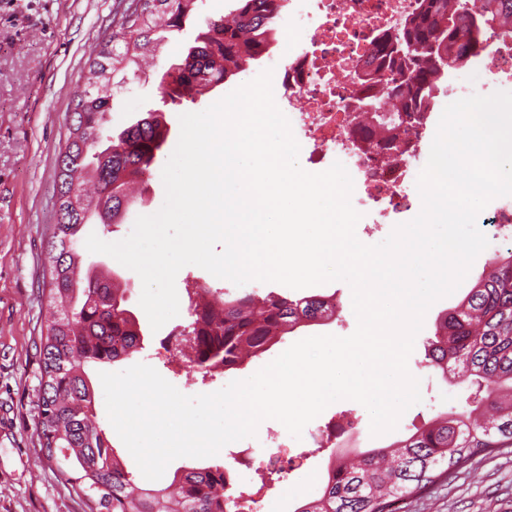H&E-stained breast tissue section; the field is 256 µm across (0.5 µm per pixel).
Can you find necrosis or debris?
<instances>
[{
  "label": "necrosis or debris",
  "instance_id": "4bbe7bcc",
  "mask_svg": "<svg viewBox=\"0 0 512 512\" xmlns=\"http://www.w3.org/2000/svg\"><path fill=\"white\" fill-rule=\"evenodd\" d=\"M413 0H313L305 11V34L289 45L280 65L281 86L288 97L289 121L310 149L317 169L341 162L359 191L361 205L380 222L410 211V177L417 167L432 113L415 112L398 138L400 155L377 145L371 120L351 110L356 98L353 72L370 58L374 37L410 11ZM475 81L456 84L454 98L489 95L492 86L512 77V39L492 41L474 66Z\"/></svg>",
  "mask_w": 512,
  "mask_h": 512
}]
</instances>
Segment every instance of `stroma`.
<instances>
[{
  "mask_svg": "<svg viewBox=\"0 0 512 512\" xmlns=\"http://www.w3.org/2000/svg\"><path fill=\"white\" fill-rule=\"evenodd\" d=\"M234 7L235 0H201L184 29L161 44L149 81L130 83L118 91L110 114L112 129L124 128L142 112L162 109L171 133L145 178L141 203L130 208L121 225L111 229L92 226V233L103 241L126 238L138 216L154 214L162 207V170L179 140L180 115L202 111L248 82L247 74H236L197 102L180 106L162 104L157 89L161 73L192 44L197 30ZM121 10V0H0V512H87L83 498L44 459L38 437L39 346L48 311L42 281L46 250L57 221L59 143L67 134L74 90L91 49L111 37ZM511 247L512 242L504 238H490L459 288L427 311L408 360L420 381L422 401L401 416L395 430L371 435L367 409L343 399L309 422L301 438L292 437L280 422L266 419L255 436L223 447L218 458L227 464L246 448L292 459V467L272 482L261 481L255 470L234 466L239 484L260 500L262 512H295L320 488L333 455L389 446L425 427L439 413L465 405L472 392L469 384L422 367L426 341L435 322L474 285L493 254ZM118 272L127 285L128 309L148 331L135 361L152 366L190 396L212 393L226 383L251 377L300 339L328 334L345 337L357 326L346 282L303 289L258 281L237 286L200 267L185 266L176 277L180 291L195 281L223 290L228 297L270 291L292 299L321 295L332 299L338 312L335 320L297 328L243 369L204 384L188 379L184 370L173 365L160 345L161 333L150 332L139 305V276L123 266ZM402 512H512V451L476 455L460 473L405 500Z\"/></svg>",
  "mask_w": 512,
  "mask_h": 512,
  "instance_id": "obj_1",
  "label": "stroma"
}]
</instances>
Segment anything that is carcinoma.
I'll return each instance as SVG.
<instances>
[{
  "instance_id": "1",
  "label": "carcinoma",
  "mask_w": 512,
  "mask_h": 512,
  "mask_svg": "<svg viewBox=\"0 0 512 512\" xmlns=\"http://www.w3.org/2000/svg\"><path fill=\"white\" fill-rule=\"evenodd\" d=\"M199 0H127L110 39L86 61L83 83L58 156V211L47 249L44 285L50 315L40 336L38 437L47 461L85 499L88 512H244L229 494L224 465L193 466L165 487L140 486L96 420L87 368L107 367L143 349L144 334L105 265H84L81 232L93 218L123 223L131 187L142 181L168 142L165 113L148 111L109 136L114 91L149 80L141 61L182 30ZM285 0H236L228 15L206 22L195 45L162 74L160 95L194 101L267 51ZM512 33V0H414L403 22L376 35L357 101L366 111L382 100L399 112H428L452 70L482 57L488 39ZM491 271L436 322L428 366L471 380L473 398L394 446L373 448L328 470L318 494L295 512H397L396 505L464 468L477 452L512 447V249L495 254ZM189 319L172 356L201 378L240 369L301 323L333 318L336 306L317 296L294 301L272 292L226 299L194 284Z\"/></svg>"
}]
</instances>
